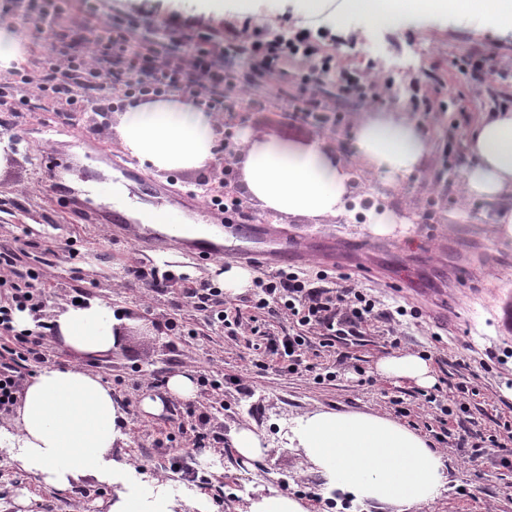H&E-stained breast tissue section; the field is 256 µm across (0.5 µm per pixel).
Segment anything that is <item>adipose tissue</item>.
Segmentation results:
<instances>
[{
	"instance_id": "obj_1",
	"label": "adipose tissue",
	"mask_w": 512,
	"mask_h": 512,
	"mask_svg": "<svg viewBox=\"0 0 512 512\" xmlns=\"http://www.w3.org/2000/svg\"><path fill=\"white\" fill-rule=\"evenodd\" d=\"M171 10L193 7L213 19L290 10L299 23L343 25L367 11L378 28L395 27L405 11L429 17L474 12L486 23L512 30V0H166ZM126 152L157 171L198 170L214 158V119L190 100L171 96L129 105L120 117ZM240 181L252 202L284 217L318 222L348 212L351 174L320 138L297 141L250 130L241 135ZM360 157L390 181L418 172L431 143L413 119L398 112H369L354 129ZM472 159L460 171L463 194L489 202L512 196V108L485 115L471 129ZM53 340L79 356L115 350L123 321L105 301L66 304L53 312ZM382 376L433 384L428 362L398 353L383 359ZM125 413L112 390L88 369L43 367L25 383L13 423L0 427V460L66 491L94 479L112 486L106 512H176L181 502L163 482L136 491L126 482L129 466L114 456L126 435ZM291 442L328 481L360 502L405 508L433 498L448 479L442 456L404 425L360 412L314 410L301 416Z\"/></svg>"
}]
</instances>
